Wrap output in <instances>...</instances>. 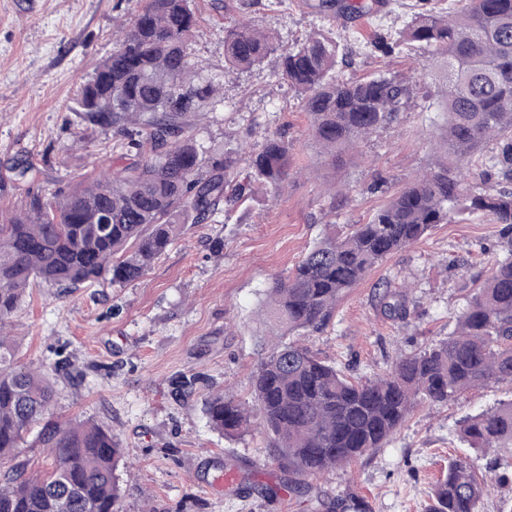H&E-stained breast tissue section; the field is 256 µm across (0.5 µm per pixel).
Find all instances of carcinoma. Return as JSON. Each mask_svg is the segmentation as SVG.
Listing matches in <instances>:
<instances>
[{
  "instance_id": "obj_1",
  "label": "carcinoma",
  "mask_w": 512,
  "mask_h": 512,
  "mask_svg": "<svg viewBox=\"0 0 512 512\" xmlns=\"http://www.w3.org/2000/svg\"><path fill=\"white\" fill-rule=\"evenodd\" d=\"M130 26L82 86V121L119 138L124 162L68 190L39 193L0 215V458L38 429L35 443L53 460L44 474L19 463L0 479V512H118L119 442L89 422H62L51 411L53 387L20 366L6 332L35 282L62 290L108 280L124 286L144 277L186 224H204L249 199L255 184L279 193L288 180V143L278 134L256 148L205 159L196 122L220 96L223 81L203 74L190 46L194 0H140ZM379 0H341L350 16L371 15ZM418 45L446 59L441 98L446 160L400 189L366 223L330 233L267 290L271 351L250 375L251 402L215 393L205 402L210 426L227 437L245 432L253 411L283 487L306 492L310 480L383 445L419 403L445 404L461 393L512 380V191L494 193L461 178L460 167L487 144L489 163L512 183V0H464L453 14L426 8L398 38L380 33L383 55ZM278 54L281 80L302 96L319 153L349 154L376 130L394 124L414 96L409 79L379 73L340 81L345 48L314 33L282 48L255 25L224 30V77L261 67ZM492 215L502 225L504 257L477 289L448 339L390 368L354 380L290 334L315 332L339 297L387 256L448 224L458 208ZM391 317L408 315L404 295L385 290ZM474 457L451 459L431 489L425 512H482L489 487L512 488V474L477 476L475 461L512 447V400L467 417L458 431Z\"/></svg>"
}]
</instances>
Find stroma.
<instances>
[{
    "label": "stroma",
    "instance_id": "1",
    "mask_svg": "<svg viewBox=\"0 0 512 512\" xmlns=\"http://www.w3.org/2000/svg\"><path fill=\"white\" fill-rule=\"evenodd\" d=\"M319 0H195L192 58L224 78V29L252 22L275 30L285 45L312 32L341 40L347 62L338 79L398 73L420 84L397 123L333 162L312 140L300 95L278 76L269 56L260 68L224 79L194 136L211 156L253 147L271 133L290 147L292 167L279 194L257 189L229 216L187 225L183 235L139 281H101L69 294L29 288L10 321L17 360L37 367L56 389L52 410L64 421H92L119 441L120 512H423L449 459L469 456L457 430L469 415L512 399V383L474 388L445 405L419 406L384 447L313 479L307 494L267 497L260 489L283 475L266 438L252 426L221 436L204 412L209 394L244 400L267 332V288L286 276L329 225L362 224L390 193L436 168L445 124L437 106L444 66L424 68L423 50L384 56L373 32L397 34L420 0H386L377 16L347 18ZM137 0H0V211L28 192L72 186L118 161L115 140L82 124L77 95L95 64L109 56L115 32L129 26ZM32 167L14 179L13 161ZM335 182L337 195L325 193ZM501 227L488 214L462 212L415 245L388 256L343 294L329 323L302 343L358 378L389 368L396 356L447 338L480 281L502 259ZM408 286L406 318H386V287ZM195 378L193 389L178 384ZM238 466L237 485L212 495L201 487L213 462Z\"/></svg>",
    "mask_w": 512,
    "mask_h": 512
}]
</instances>
